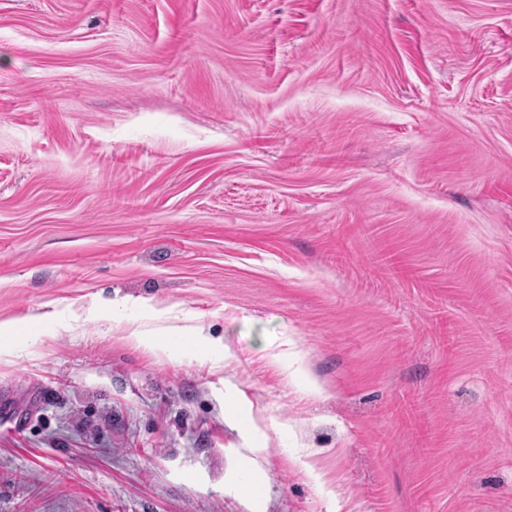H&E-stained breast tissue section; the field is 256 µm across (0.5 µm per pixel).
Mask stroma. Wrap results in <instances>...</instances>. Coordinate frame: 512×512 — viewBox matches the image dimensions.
<instances>
[{
  "instance_id": "35a3bbf8",
  "label": "stroma",
  "mask_w": 512,
  "mask_h": 512,
  "mask_svg": "<svg viewBox=\"0 0 512 512\" xmlns=\"http://www.w3.org/2000/svg\"><path fill=\"white\" fill-rule=\"evenodd\" d=\"M10 319L0 512H512V0H0ZM160 335V331L146 330L142 329V326H138L128 336H125L124 340L131 345L154 353L163 348Z\"/></svg>"
}]
</instances>
